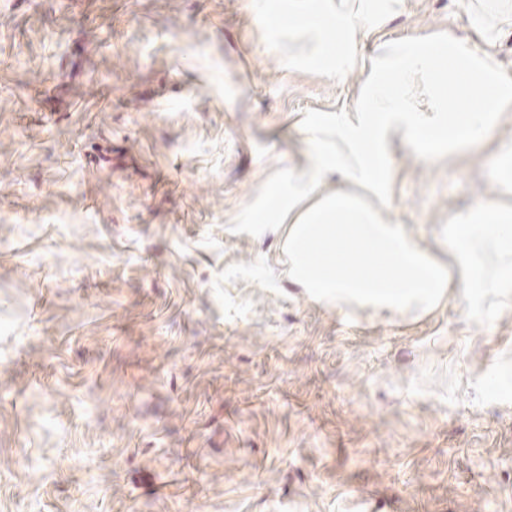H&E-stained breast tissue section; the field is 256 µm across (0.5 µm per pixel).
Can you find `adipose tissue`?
I'll return each mask as SVG.
<instances>
[{"label":"adipose tissue","mask_w":512,"mask_h":512,"mask_svg":"<svg viewBox=\"0 0 512 512\" xmlns=\"http://www.w3.org/2000/svg\"><path fill=\"white\" fill-rule=\"evenodd\" d=\"M377 17L372 0H336L306 14L296 37L334 35L336 56L330 71L340 77L361 65L356 47L362 26ZM496 160L499 197L463 208L448 221V244L460 264L468 304L476 312L488 295L512 292V140L500 143Z\"/></svg>","instance_id":"1"}]
</instances>
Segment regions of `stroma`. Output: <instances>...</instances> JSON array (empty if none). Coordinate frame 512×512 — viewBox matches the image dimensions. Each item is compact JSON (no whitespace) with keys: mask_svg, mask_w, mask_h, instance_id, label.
I'll list each match as a JSON object with an SVG mask.
<instances>
[{"mask_svg":"<svg viewBox=\"0 0 512 512\" xmlns=\"http://www.w3.org/2000/svg\"><path fill=\"white\" fill-rule=\"evenodd\" d=\"M437 32L472 36L459 0H405L359 54ZM366 78L261 0H0V512H512V294L470 312L448 250L512 111L389 145L429 309L315 299L287 227L231 229Z\"/></svg>","mask_w":512,"mask_h":512,"instance_id":"35a3bbf8","label":"stroma"}]
</instances>
